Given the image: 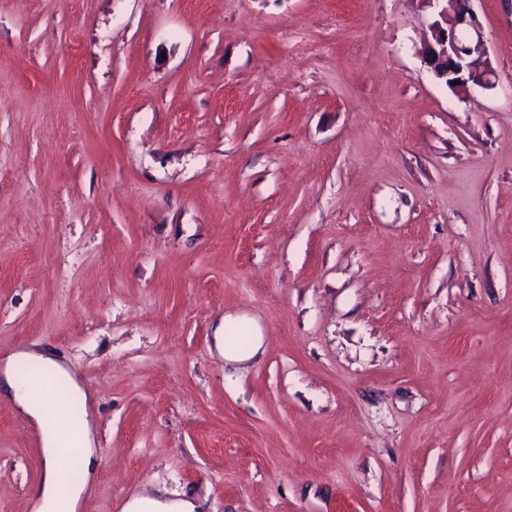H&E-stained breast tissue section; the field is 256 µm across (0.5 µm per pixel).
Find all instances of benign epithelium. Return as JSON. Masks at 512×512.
<instances>
[{"instance_id": "benign-epithelium-1", "label": "benign epithelium", "mask_w": 512, "mask_h": 512, "mask_svg": "<svg viewBox=\"0 0 512 512\" xmlns=\"http://www.w3.org/2000/svg\"><path fill=\"white\" fill-rule=\"evenodd\" d=\"M438 19L432 24L434 41L427 46L424 63L436 77L464 91L485 86L495 76L483 49V32L472 8L473 0H430Z\"/></svg>"}]
</instances>
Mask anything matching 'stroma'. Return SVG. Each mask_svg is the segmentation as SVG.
Wrapping results in <instances>:
<instances>
[{
  "label": "stroma",
  "instance_id": "35a3bbf8",
  "mask_svg": "<svg viewBox=\"0 0 512 512\" xmlns=\"http://www.w3.org/2000/svg\"><path fill=\"white\" fill-rule=\"evenodd\" d=\"M473 9L458 92L429 0H0V366L83 386L76 512H512V0ZM44 430L0 396V512ZM429 2L437 9L439 19L431 25L434 41L426 48L424 63L436 77L445 79L458 91H465L470 84H490L495 71L483 49V32L472 8L473 0ZM217 348L219 352L224 356V360H230L235 362H245L253 358L261 347V337L254 335V339L250 347L246 351L237 350L235 347L226 343L224 336H216ZM198 508L201 506L188 500L161 501L138 497L129 501L124 510L126 512H196Z\"/></svg>",
  "mask_w": 512,
  "mask_h": 512
}]
</instances>
